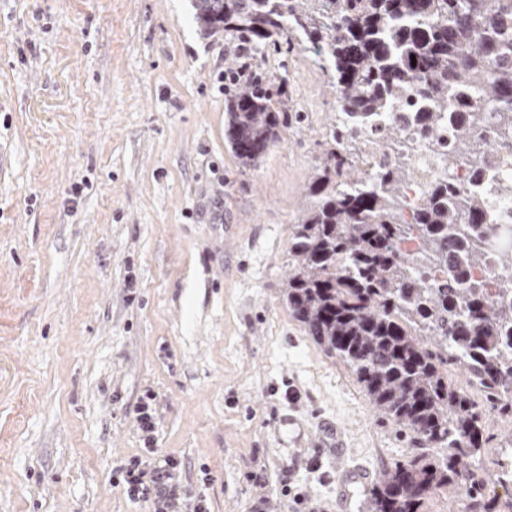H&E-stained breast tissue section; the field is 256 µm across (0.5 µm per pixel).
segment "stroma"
I'll return each mask as SVG.
<instances>
[{
	"instance_id": "obj_1",
	"label": "stroma",
	"mask_w": 512,
	"mask_h": 512,
	"mask_svg": "<svg viewBox=\"0 0 512 512\" xmlns=\"http://www.w3.org/2000/svg\"><path fill=\"white\" fill-rule=\"evenodd\" d=\"M190 0H0V512H149L119 469L157 448L207 512L334 499L411 436L283 299L288 240L336 119L326 62L199 35ZM284 79L250 168L224 138L235 68ZM478 498L512 512V414L482 408ZM374 479L371 471L364 466L338 468L336 476V496L334 499V512H354L353 486L362 483L368 484Z\"/></svg>"
}]
</instances>
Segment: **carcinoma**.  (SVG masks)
<instances>
[{"instance_id": "obj_1", "label": "carcinoma", "mask_w": 512, "mask_h": 512, "mask_svg": "<svg viewBox=\"0 0 512 512\" xmlns=\"http://www.w3.org/2000/svg\"><path fill=\"white\" fill-rule=\"evenodd\" d=\"M202 35H236L279 51L303 34L335 73L336 123L315 164L297 224L284 299L308 334L350 367L373 408L403 425L419 447L385 470L371 512H419L435 490L456 494L482 442L480 403L512 411V248H488L493 201L512 204V176L497 174L499 144L475 139L491 118L512 139V0H194ZM414 120L440 146V171L414 223L404 220L412 177L397 157L371 176L356 143L381 132L409 92ZM284 83L253 76L225 104V138L244 168L278 137L288 113L274 108ZM466 157L488 186L448 181ZM416 242L408 255L400 245ZM495 287L471 279L487 265ZM462 369L465 386L448 378Z\"/></svg>"}]
</instances>
